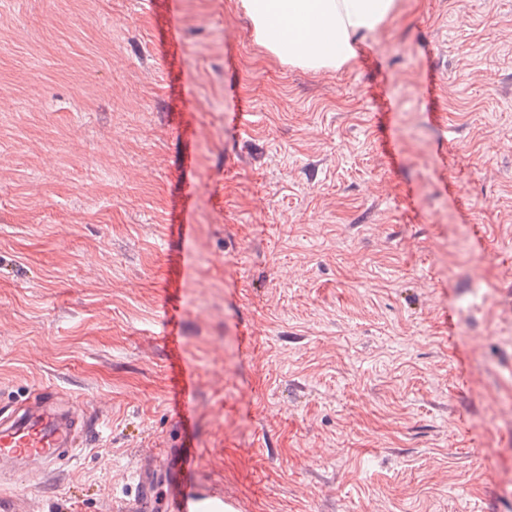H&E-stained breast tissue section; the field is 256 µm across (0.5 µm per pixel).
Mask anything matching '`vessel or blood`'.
I'll use <instances>...</instances> for the list:
<instances>
[{
  "mask_svg": "<svg viewBox=\"0 0 512 512\" xmlns=\"http://www.w3.org/2000/svg\"><path fill=\"white\" fill-rule=\"evenodd\" d=\"M194 385L180 377L173 386L172 407L181 433L195 426ZM100 421L87 412L58 411L54 393L40 388L22 403L0 407V461L14 472H36L42 483H50L58 463L75 460L78 447L97 435ZM201 458L197 448H171L152 452L141 459L136 472L134 495L125 512H152L158 485H165V512H235L223 495L188 488L182 475L193 470Z\"/></svg>",
  "mask_w": 512,
  "mask_h": 512,
  "instance_id": "vessel-or-blood-1",
  "label": "vessel or blood"
}]
</instances>
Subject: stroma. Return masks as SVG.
<instances>
[{
    "mask_svg": "<svg viewBox=\"0 0 512 512\" xmlns=\"http://www.w3.org/2000/svg\"><path fill=\"white\" fill-rule=\"evenodd\" d=\"M178 371L236 512H512V0L318 72L237 0H0V402L103 421L29 512H120Z\"/></svg>",
    "mask_w": 512,
    "mask_h": 512,
    "instance_id": "35a3bbf8",
    "label": "stroma"
}]
</instances>
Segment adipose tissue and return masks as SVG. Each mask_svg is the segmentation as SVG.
Instances as JSON below:
<instances>
[{
	"label": "adipose tissue",
	"mask_w": 512,
	"mask_h": 512,
	"mask_svg": "<svg viewBox=\"0 0 512 512\" xmlns=\"http://www.w3.org/2000/svg\"><path fill=\"white\" fill-rule=\"evenodd\" d=\"M253 37L283 62L309 71L337 69L357 40L381 26L395 0H238Z\"/></svg>",
	"instance_id": "1"
}]
</instances>
